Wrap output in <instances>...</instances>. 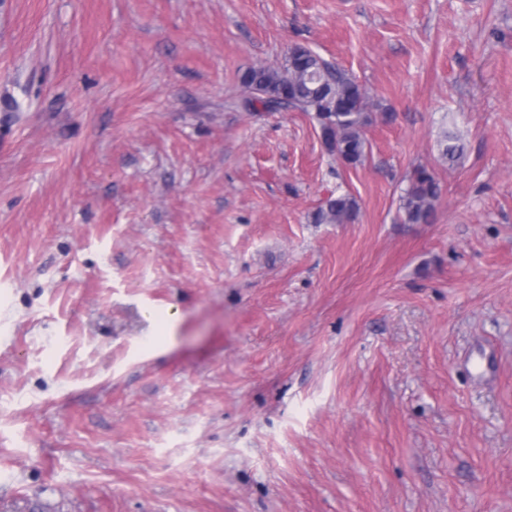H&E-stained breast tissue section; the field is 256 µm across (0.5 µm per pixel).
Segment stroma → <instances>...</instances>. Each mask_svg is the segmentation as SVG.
<instances>
[{
    "mask_svg": "<svg viewBox=\"0 0 512 512\" xmlns=\"http://www.w3.org/2000/svg\"><path fill=\"white\" fill-rule=\"evenodd\" d=\"M0 512H512V0H0ZM242 84L252 95L248 103L259 104L263 111L294 108L317 112L327 150L348 165L362 161L368 95L338 64L306 46L295 45L282 69L253 68L244 75ZM440 195V186L434 173L425 167L415 170L402 196V209L407 223H427ZM358 203L351 194L331 196L317 212L316 221L323 224H348L354 220Z\"/></svg>",
    "mask_w": 512,
    "mask_h": 512,
    "instance_id": "stroma-1",
    "label": "stroma"
}]
</instances>
